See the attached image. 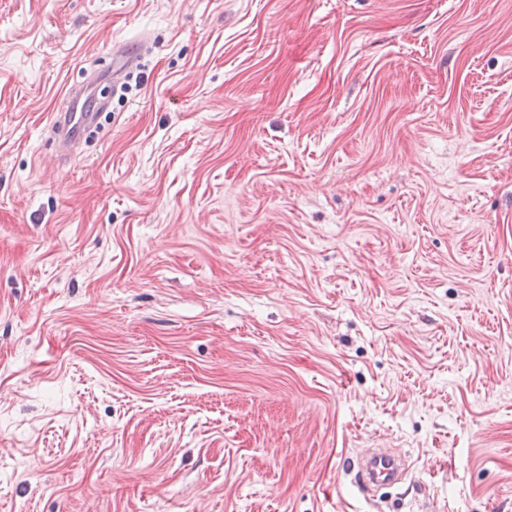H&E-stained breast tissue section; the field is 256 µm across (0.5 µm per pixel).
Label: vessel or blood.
I'll list each match as a JSON object with an SVG mask.
<instances>
[{"label": "vessel or blood", "instance_id": "1", "mask_svg": "<svg viewBox=\"0 0 512 512\" xmlns=\"http://www.w3.org/2000/svg\"><path fill=\"white\" fill-rule=\"evenodd\" d=\"M146 50V44L141 41L114 46L102 69L111 73L113 80H121L127 71L139 64ZM101 106L92 85H85L80 91L72 87L67 89L52 120L55 146L60 155L74 152L90 130L97 127ZM398 473L399 465L395 457L387 449L377 448L358 463L355 482L360 486L388 484L397 479Z\"/></svg>", "mask_w": 512, "mask_h": 512}]
</instances>
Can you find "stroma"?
Here are the masks:
<instances>
[{
  "label": "stroma",
  "mask_w": 512,
  "mask_h": 512,
  "mask_svg": "<svg viewBox=\"0 0 512 512\" xmlns=\"http://www.w3.org/2000/svg\"><path fill=\"white\" fill-rule=\"evenodd\" d=\"M0 512H512V0H0ZM146 51L147 46L141 41L113 46L109 61H104L101 68L103 72L112 71V89L127 71L134 66H138ZM102 102L91 83L83 87V94L74 86L67 89L60 107L53 113L52 129L55 146L60 155H68L97 127ZM399 465L386 448H375L371 455L357 463L355 482L364 484H388L398 478Z\"/></svg>",
  "instance_id": "35a3bbf8"
}]
</instances>
